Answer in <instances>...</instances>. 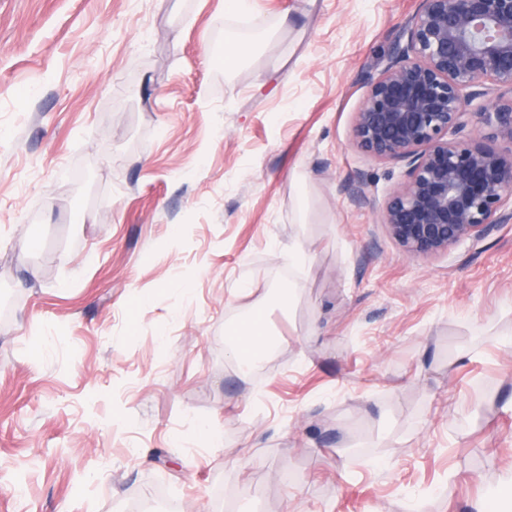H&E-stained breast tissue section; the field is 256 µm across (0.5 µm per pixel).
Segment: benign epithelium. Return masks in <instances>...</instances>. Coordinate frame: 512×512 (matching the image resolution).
<instances>
[{
    "mask_svg": "<svg viewBox=\"0 0 512 512\" xmlns=\"http://www.w3.org/2000/svg\"><path fill=\"white\" fill-rule=\"evenodd\" d=\"M401 37L368 83L353 135L364 153L404 164L381 223L406 253L433 257L512 223V0H421ZM469 127L505 147L464 135Z\"/></svg>",
    "mask_w": 512,
    "mask_h": 512,
    "instance_id": "1",
    "label": "benign epithelium"
}]
</instances>
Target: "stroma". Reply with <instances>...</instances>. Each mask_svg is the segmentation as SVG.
Wrapping results in <instances>:
<instances>
[{"label":"stroma","instance_id":"stroma-1","mask_svg":"<svg viewBox=\"0 0 512 512\" xmlns=\"http://www.w3.org/2000/svg\"><path fill=\"white\" fill-rule=\"evenodd\" d=\"M224 2L0 0V512H512V223L405 253L353 137L420 0ZM229 335L231 338L229 336L226 342L228 353L240 364L248 356L264 360L275 342V334L262 327L261 323L253 325L248 331L236 328ZM241 367L245 369L243 364Z\"/></svg>","mask_w":512,"mask_h":512}]
</instances>
